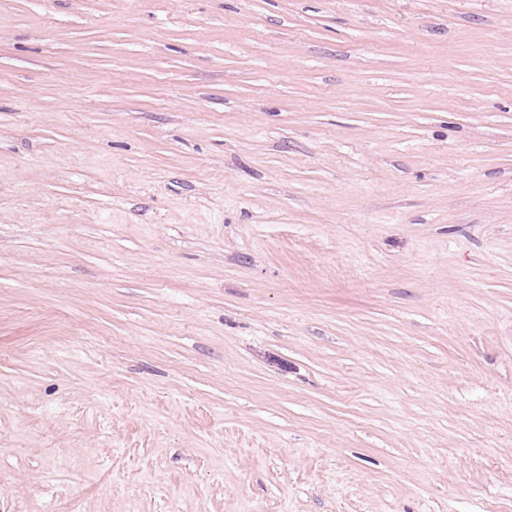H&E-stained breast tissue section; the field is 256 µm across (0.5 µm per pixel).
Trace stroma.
I'll return each instance as SVG.
<instances>
[{"instance_id":"1","label":"stroma","mask_w":512,"mask_h":512,"mask_svg":"<svg viewBox=\"0 0 512 512\" xmlns=\"http://www.w3.org/2000/svg\"><path fill=\"white\" fill-rule=\"evenodd\" d=\"M0 512H512V0H0Z\"/></svg>"}]
</instances>
